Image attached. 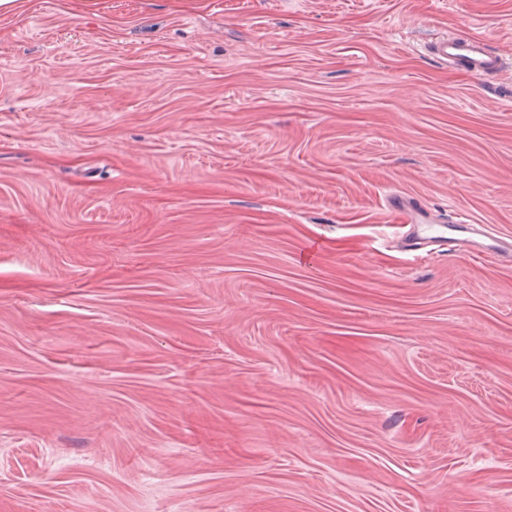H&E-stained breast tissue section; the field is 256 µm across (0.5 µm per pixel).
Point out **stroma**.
I'll use <instances>...</instances> for the list:
<instances>
[{
  "label": "stroma",
  "instance_id": "stroma-1",
  "mask_svg": "<svg viewBox=\"0 0 512 512\" xmlns=\"http://www.w3.org/2000/svg\"><path fill=\"white\" fill-rule=\"evenodd\" d=\"M0 512H512V0L0 11ZM433 54L448 65L463 64L468 71L479 76L496 73L502 64L501 57L484 41L465 35L437 41Z\"/></svg>",
  "mask_w": 512,
  "mask_h": 512
}]
</instances>
